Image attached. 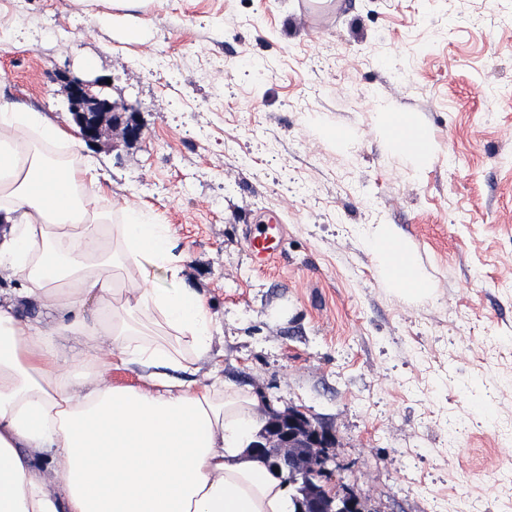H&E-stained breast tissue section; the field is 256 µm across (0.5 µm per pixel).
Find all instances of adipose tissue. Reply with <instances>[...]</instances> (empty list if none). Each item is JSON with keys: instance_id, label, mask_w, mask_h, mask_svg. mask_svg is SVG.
Wrapping results in <instances>:
<instances>
[{"instance_id": "1", "label": "adipose tissue", "mask_w": 512, "mask_h": 512, "mask_svg": "<svg viewBox=\"0 0 512 512\" xmlns=\"http://www.w3.org/2000/svg\"><path fill=\"white\" fill-rule=\"evenodd\" d=\"M50 145L81 150L43 113L0 103V272L57 319L47 328L0 305V512H293L284 475L252 448L254 398L177 377L212 350L202 296L126 276L149 262L180 280L167 228L127 202L126 223H111L93 206V164L49 166ZM369 246L384 265L404 256L407 291L427 294L392 233ZM116 360L148 367L142 384L113 385ZM42 452L57 467L40 468Z\"/></svg>"}]
</instances>
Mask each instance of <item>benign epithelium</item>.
<instances>
[{
    "label": "benign epithelium",
    "instance_id": "1",
    "mask_svg": "<svg viewBox=\"0 0 512 512\" xmlns=\"http://www.w3.org/2000/svg\"><path fill=\"white\" fill-rule=\"evenodd\" d=\"M111 85L104 76L69 79V104L78 135L88 145H94L104 135L118 134L125 142L141 138L143 129L134 119L132 107L112 100ZM330 432L313 422L303 412L290 409L272 417L264 437L253 443L256 450L274 447L278 449L275 465L292 471L312 470L320 472L318 461H326L331 447ZM297 448L311 449V455L303 460L295 452ZM363 497L347 491L342 495L319 493L307 500L304 512H360Z\"/></svg>",
    "mask_w": 512,
    "mask_h": 512
}]
</instances>
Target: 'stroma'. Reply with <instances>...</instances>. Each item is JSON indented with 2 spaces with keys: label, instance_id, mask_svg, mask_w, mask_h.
Masks as SVG:
<instances>
[{
  "label": "stroma",
  "instance_id": "obj_1",
  "mask_svg": "<svg viewBox=\"0 0 512 512\" xmlns=\"http://www.w3.org/2000/svg\"><path fill=\"white\" fill-rule=\"evenodd\" d=\"M0 0V96L73 127L68 79L110 77L143 127L94 158L110 210L171 232L210 306L191 374L249 392L259 422L331 432V481L369 512H512V0ZM427 139L397 146L386 115ZM275 219L259 268L249 228ZM390 225L430 293L389 283ZM369 247L374 252V254L379 258L385 270V275L389 283L404 288L407 291L418 296L425 295L428 293V284L424 276L419 271L413 251H411L409 248L405 246L400 245L396 241L394 235L391 232H387L385 230L377 231L369 238ZM392 253L404 256L407 260V267L411 269L412 279L410 281H406L405 284L395 280L392 277V275V280L397 284L391 282L387 277L386 267L390 268L389 261L391 259ZM398 284L407 286H401Z\"/></svg>",
  "mask_w": 512,
  "mask_h": 512
}]
</instances>
